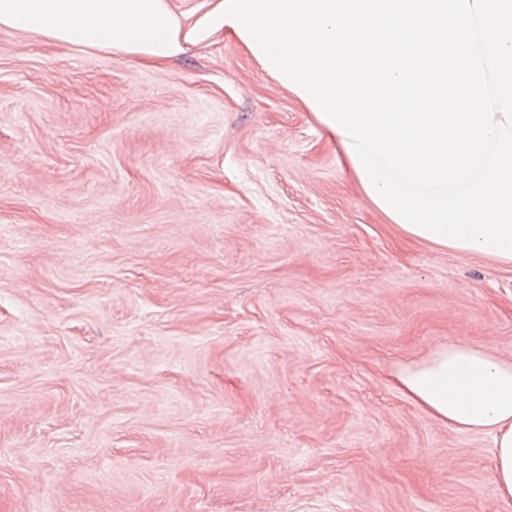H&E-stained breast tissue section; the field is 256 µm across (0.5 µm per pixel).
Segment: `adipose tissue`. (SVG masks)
Here are the masks:
<instances>
[{"instance_id": "ef3b65f1", "label": "adipose tissue", "mask_w": 512, "mask_h": 512, "mask_svg": "<svg viewBox=\"0 0 512 512\" xmlns=\"http://www.w3.org/2000/svg\"><path fill=\"white\" fill-rule=\"evenodd\" d=\"M221 3L198 0L180 11L173 0H0V30L161 64L192 51L187 33ZM391 382L428 417L460 432L492 435L496 489L511 506L512 361L449 345L398 367Z\"/></svg>"}]
</instances>
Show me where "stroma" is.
Returning a JSON list of instances; mask_svg holds the SVG:
<instances>
[{
    "label": "stroma",
    "instance_id": "35a3bbf8",
    "mask_svg": "<svg viewBox=\"0 0 512 512\" xmlns=\"http://www.w3.org/2000/svg\"><path fill=\"white\" fill-rule=\"evenodd\" d=\"M512 360V266L386 224L232 35L0 30V512H512L393 368Z\"/></svg>",
    "mask_w": 512,
    "mask_h": 512
}]
</instances>
